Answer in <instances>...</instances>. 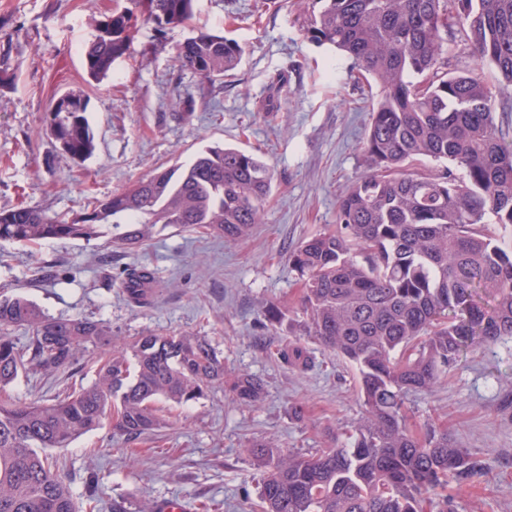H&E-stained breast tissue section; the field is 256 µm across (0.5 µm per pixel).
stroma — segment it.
<instances>
[{
    "label": "stroma",
    "mask_w": 512,
    "mask_h": 512,
    "mask_svg": "<svg viewBox=\"0 0 512 512\" xmlns=\"http://www.w3.org/2000/svg\"><path fill=\"white\" fill-rule=\"evenodd\" d=\"M117 0H0V35L13 37L0 87V211L24 206L71 215L155 170L192 162L203 150L232 145L275 171L263 221L242 243L175 227L134 250L104 239L47 240L30 248L0 243V295L22 294L55 318L103 319L114 334L190 332L209 337L231 372L261 379L265 398L241 406L227 389L169 408L155 435L132 441L110 423L67 448L48 450L75 500L86 468L96 469L98 512L113 499L135 505L181 499L184 512H252L258 490L244 444L274 440L307 453L344 440L362 412L355 370L299 326L302 288L288 254L305 238L334 228L340 197L368 170L362 151L377 93L351 61L305 39L297 12L272 0H195L188 25L154 44L141 26L136 46L149 54L113 65L89 88L95 149L84 160L62 154L43 128L50 102L81 86L83 48L94 22ZM198 28L229 35L245 48L238 68L211 84L181 68L175 45ZM154 275L151 305L131 304L124 270ZM274 303L283 321L263 311ZM306 349L310 364L281 361L286 344ZM94 378L93 354L80 352L73 373L21 375L0 390L13 403L62 398ZM419 432L447 428L479 468L450 483L456 512H512V338L469 351L433 392L409 397Z\"/></svg>",
    "instance_id": "35a3bbf8"
}]
</instances>
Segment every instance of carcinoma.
Listing matches in <instances>:
<instances>
[{
	"label": "carcinoma",
	"instance_id": "carcinoma-1",
	"mask_svg": "<svg viewBox=\"0 0 512 512\" xmlns=\"http://www.w3.org/2000/svg\"><path fill=\"white\" fill-rule=\"evenodd\" d=\"M195 0H126L95 24L84 47L86 84L132 54L134 33L155 39L187 24ZM304 37L344 53L378 87L363 142L369 171L338 204L336 229L304 240L288 257L302 282L301 327L358 371L364 413L350 441L310 453L271 441L244 448L259 474L258 512H455L444 494L476 469L467 449L433 428L418 435L406 399L431 392L464 353L512 337V144L494 119L496 89L512 87V0H301ZM452 35L497 74L449 73ZM244 47L197 31L176 46L182 66L216 82ZM85 90L58 97L46 132L73 160L94 136ZM447 162L439 174L410 170ZM274 170L237 148L209 147L184 168L163 169L68 217L17 207L0 212V242L108 238L135 248L158 226L228 242L262 223ZM31 330L25 347L11 337ZM95 353V380L52 403L0 400V512H76L69 484L43 452L67 448L112 421L129 439L161 426L155 403L196 402L225 386L243 405L264 395L247 373L227 375L210 339L144 332L112 338L86 317L58 319L22 295L0 296V389L22 373L69 366Z\"/></svg>",
	"mask_w": 512,
	"mask_h": 512
}]
</instances>
